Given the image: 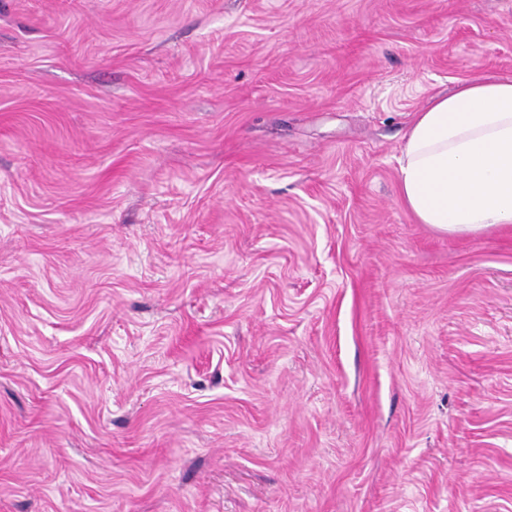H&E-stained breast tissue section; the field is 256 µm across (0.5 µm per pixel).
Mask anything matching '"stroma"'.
<instances>
[{"instance_id":"35a3bbf8","label":"stroma","mask_w":512,"mask_h":512,"mask_svg":"<svg viewBox=\"0 0 512 512\" xmlns=\"http://www.w3.org/2000/svg\"><path fill=\"white\" fill-rule=\"evenodd\" d=\"M512 0H0V512H512V224L404 135Z\"/></svg>"}]
</instances>
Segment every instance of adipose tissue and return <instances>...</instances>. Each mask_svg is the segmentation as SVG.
I'll list each match as a JSON object with an SVG mask.
<instances>
[{"label":"adipose tissue","mask_w":512,"mask_h":512,"mask_svg":"<svg viewBox=\"0 0 512 512\" xmlns=\"http://www.w3.org/2000/svg\"><path fill=\"white\" fill-rule=\"evenodd\" d=\"M399 187L419 223L442 233L512 224V77L460 82L417 112Z\"/></svg>","instance_id":"ef3b65f1"}]
</instances>
